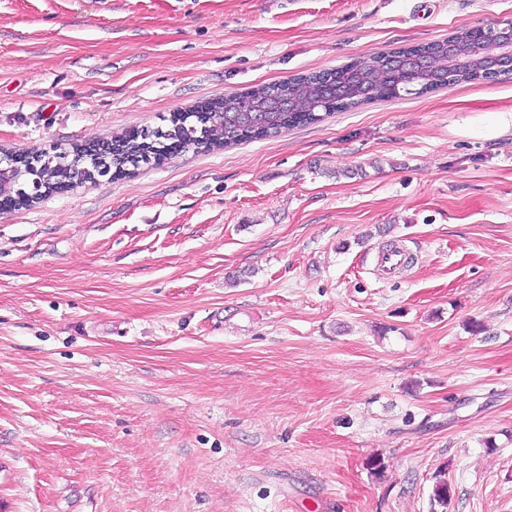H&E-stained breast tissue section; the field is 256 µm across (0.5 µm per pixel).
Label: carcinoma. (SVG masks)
I'll return each instance as SVG.
<instances>
[{
    "instance_id": "obj_1",
    "label": "carcinoma",
    "mask_w": 512,
    "mask_h": 512,
    "mask_svg": "<svg viewBox=\"0 0 512 512\" xmlns=\"http://www.w3.org/2000/svg\"><path fill=\"white\" fill-rule=\"evenodd\" d=\"M512 39V26L463 28L447 38L377 53L336 68L289 77L244 93H226L200 106L196 118L177 112L166 129L132 130L112 138V178L143 165H153L190 150L229 147L277 135L287 129L319 122L333 112L370 100L396 99L459 83L493 82L506 75L505 63L482 60L478 41ZM18 176L38 171L47 192L69 188L75 181L93 182L95 174L77 172L66 153L54 158L37 151L5 156ZM450 487L436 479L432 501L448 509Z\"/></svg>"
}]
</instances>
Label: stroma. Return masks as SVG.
Listing matches in <instances>:
<instances>
[{
	"mask_svg": "<svg viewBox=\"0 0 512 512\" xmlns=\"http://www.w3.org/2000/svg\"><path fill=\"white\" fill-rule=\"evenodd\" d=\"M506 20L0 0V155ZM441 471L448 512H512V79L0 210V512H431Z\"/></svg>",
	"mask_w": 512,
	"mask_h": 512,
	"instance_id": "obj_1",
	"label": "stroma"
}]
</instances>
